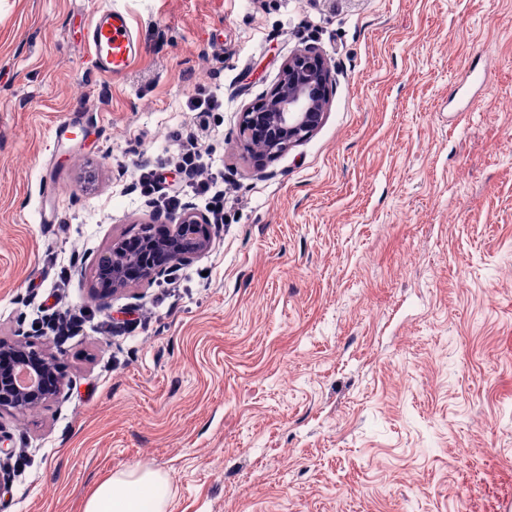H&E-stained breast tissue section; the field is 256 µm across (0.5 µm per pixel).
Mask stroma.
Instances as JSON below:
<instances>
[{
	"mask_svg": "<svg viewBox=\"0 0 512 512\" xmlns=\"http://www.w3.org/2000/svg\"><path fill=\"white\" fill-rule=\"evenodd\" d=\"M100 2L0 0V336L70 380L0 415V512H83L137 466L167 512H507L512 0H114L142 36L117 77L84 43ZM309 44L325 122L256 171L240 116ZM202 88L224 224L101 308L84 270L154 213L137 162L174 166ZM75 111L101 129L56 141Z\"/></svg>",
	"mask_w": 512,
	"mask_h": 512,
	"instance_id": "obj_1",
	"label": "stroma"
}]
</instances>
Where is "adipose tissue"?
<instances>
[{"label": "adipose tissue", "mask_w": 512, "mask_h": 512, "mask_svg": "<svg viewBox=\"0 0 512 512\" xmlns=\"http://www.w3.org/2000/svg\"><path fill=\"white\" fill-rule=\"evenodd\" d=\"M170 482L160 471L135 467L97 486L83 512H166Z\"/></svg>", "instance_id": "ef3b65f1"}]
</instances>
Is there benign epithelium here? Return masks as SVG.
<instances>
[{
    "instance_id": "7a95c632",
    "label": "benign epithelium",
    "mask_w": 512,
    "mask_h": 512,
    "mask_svg": "<svg viewBox=\"0 0 512 512\" xmlns=\"http://www.w3.org/2000/svg\"><path fill=\"white\" fill-rule=\"evenodd\" d=\"M331 67L318 50L304 47L282 63L278 82L241 115L236 139L263 166L307 141L323 124L328 108ZM214 230L203 216L185 208L177 222L166 225L162 236L145 227L141 245L127 247L112 238L92 265L89 297L105 306L112 296L167 277L179 265L205 254ZM0 413L25 412L64 394L65 378L48 345L31 340L0 338Z\"/></svg>"
}]
</instances>
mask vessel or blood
Returning <instances> with one entry per match:
<instances>
[{
  "instance_id": "vessel-or-blood-1",
  "label": "vessel or blood",
  "mask_w": 512,
  "mask_h": 512,
  "mask_svg": "<svg viewBox=\"0 0 512 512\" xmlns=\"http://www.w3.org/2000/svg\"><path fill=\"white\" fill-rule=\"evenodd\" d=\"M92 65L98 72L119 76L132 65L141 40L124 11L108 6L91 17L85 33Z\"/></svg>"
}]
</instances>
